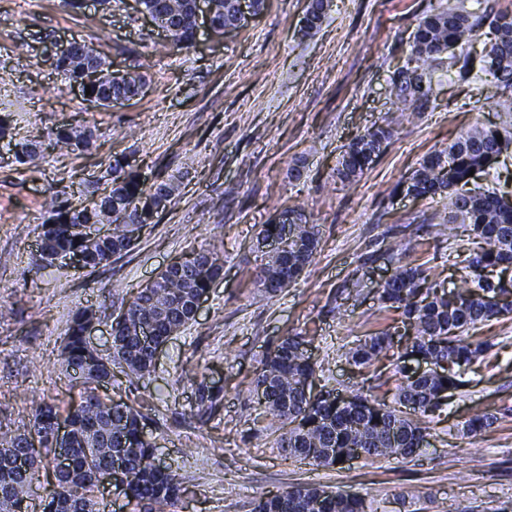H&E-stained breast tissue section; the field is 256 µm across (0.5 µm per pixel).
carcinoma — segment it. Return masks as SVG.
Here are the masks:
<instances>
[{"mask_svg":"<svg viewBox=\"0 0 512 512\" xmlns=\"http://www.w3.org/2000/svg\"><path fill=\"white\" fill-rule=\"evenodd\" d=\"M142 11L160 15L166 22L168 36L179 47H190L196 36L194 0H139ZM214 19L224 28L239 26L234 0H208ZM328 0H311L305 31L322 23ZM487 31H482L483 26ZM487 39L488 56L500 72L503 89L495 102L500 112H512V16L499 13L473 16L465 4L423 15L413 32L410 56L392 80V105L403 112L420 109L430 101L431 85L426 80L425 65L449 53L448 69L455 70L461 81L469 79L474 61L469 48L479 37ZM51 66L73 83L84 82L85 71L97 73L90 84L91 96L105 100L113 91L135 95L145 84L144 76L128 72L116 77L106 60L94 48L75 41ZM496 130H474L461 135L443 151L424 157L411 178L409 189L418 198L444 195L448 212L444 213L440 231L460 220L481 238L486 247L466 260L476 288L456 292L438 291L437 284L421 265L397 258L390 277L378 289L385 307L401 312L411 325L412 352L434 363H444L440 375L414 377L407 371L404 355L396 365V405L377 403L362 392L350 396L347 403L331 399L332 391L321 390L320 396L307 399L302 386L317 378V366L300 351L305 337L300 334L281 339L267 353L255 378V387L264 389L258 405L282 424L285 432L277 447L287 458H299L316 466H336L348 461L355 449H363L368 458L400 456L409 458L422 447L426 427L415 414L433 413L448 404V397L464 386L463 375L478 363L488 349L486 343H473L465 336L478 323L512 314V294L490 279L489 274L512 267V204L494 191L461 192L470 171L485 169L508 149L512 140L497 141ZM393 136L390 125H374L358 135L342 155L337 177L350 181L364 173L372 160L368 155L380 153L382 145ZM94 132L89 127H62L53 132L52 148L72 152L89 147ZM110 196L122 206L111 207L106 199L85 205L52 208L42 225L43 250L52 256L80 254L86 265L96 268L112 257L130 250L132 240L126 235V221L142 224L171 203L177 186L171 179L156 188H145L137 173L117 163L112 167ZM289 224L276 220L261 226L259 236L278 239L281 248L261 255L259 281L267 291L276 293L297 283L310 266L319 245L316 225L303 221L298 208ZM223 266L207 250L167 266L153 285L144 286L128 304V317L112 327V355L103 357L90 348L84 332L95 319V312L84 308L73 316L61 359L66 368L80 372L85 391L76 403L62 407L42 402L35 410L31 431L38 435L39 447L31 449L30 472L21 474L15 466L19 443L25 435L0 430V512H27L32 480L44 468L55 489L46 498L42 512H66L54 503L66 496L74 497L75 512H99L95 499L97 483L93 474L121 462L117 481L124 496L140 512H172L184 489L172 471L155 463V442L144 433L147 415L127 403L111 408L113 400L98 394V388L112 384V366L119 365L126 374L143 377L155 369L152 352L138 336L143 321L157 325L155 340L164 343L192 321L197 297L211 288L222 274ZM396 346L394 334L382 331L358 341L347 356L362 370L372 366ZM69 422L72 454L68 469L57 475L55 448L42 431L59 419ZM497 416L476 412L463 423L469 435L490 427ZM112 434V447L106 446L103 434ZM252 512H365L363 498L343 490L322 486H292L264 497L253 504Z\"/></svg>","mask_w":512,"mask_h":512,"instance_id":"1","label":"carcinoma"}]
</instances>
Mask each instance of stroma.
<instances>
[{"instance_id": "1", "label": "stroma", "mask_w": 512, "mask_h": 512, "mask_svg": "<svg viewBox=\"0 0 512 512\" xmlns=\"http://www.w3.org/2000/svg\"><path fill=\"white\" fill-rule=\"evenodd\" d=\"M474 0H331L320 28L304 32L311 0H264L242 28H200L181 48L143 15L138 0H0V110L12 138L0 139V423L29 429L39 400H78L81 380L61 362L73 315L96 313L91 341L112 352L111 324L130 296L174 260L208 250L223 276L192 324L164 346L155 371L115 372L106 393L128 404L150 400L160 464L185 492L178 512H251L255 500L311 484L364 498L366 512H512V317L470 329L488 343L483 362L443 410L425 416L429 445L419 456L316 467L284 457L277 423L258 405L254 379L268 349L285 336H308L317 386L347 395L360 389L393 403L395 359L366 370L346 354L358 340L401 324L383 308L379 284L392 272L393 243L430 268L440 288H463L460 262L482 243L457 227L436 235L445 198H415L406 184L422 159L473 129L512 136V112L493 105L499 81L489 69L460 82L431 63L433 96L410 121L393 112L390 86L426 12ZM86 42L112 72L146 74L137 99L89 104L52 69L47 54ZM394 135L361 177L336 176L349 142L372 124ZM88 126L92 146L59 152L52 130ZM33 141L29 164L13 142ZM124 159L145 185L174 179L173 201L145 225L132 249L88 270L39 259L50 204L90 201ZM300 177H292V167ZM302 207L320 244L306 274L271 295L256 282L253 243L276 211ZM218 391L208 413L199 386ZM498 415L482 434L462 429L474 408Z\"/></svg>"}]
</instances>
